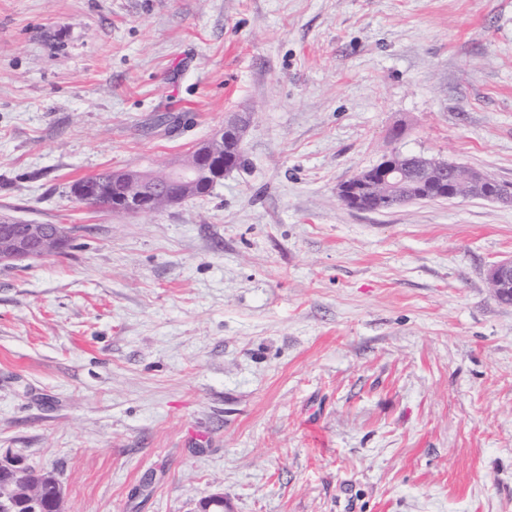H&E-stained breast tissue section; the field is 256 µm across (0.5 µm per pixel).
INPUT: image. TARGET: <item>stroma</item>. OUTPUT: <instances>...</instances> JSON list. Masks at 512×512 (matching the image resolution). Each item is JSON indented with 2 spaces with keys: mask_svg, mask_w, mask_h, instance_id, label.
Wrapping results in <instances>:
<instances>
[{
  "mask_svg": "<svg viewBox=\"0 0 512 512\" xmlns=\"http://www.w3.org/2000/svg\"><path fill=\"white\" fill-rule=\"evenodd\" d=\"M243 167L76 200L236 114ZM512 183V0H0V452L65 512H512V204L358 211L383 149ZM69 239L63 224H33L0 216V264H18L61 252ZM487 280L499 298L505 299L507 293L512 301V258L493 264L487 271Z\"/></svg>",
  "mask_w": 512,
  "mask_h": 512,
  "instance_id": "1",
  "label": "stroma"
}]
</instances>
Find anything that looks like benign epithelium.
<instances>
[{"label": "benign epithelium", "instance_id": "obj_1", "mask_svg": "<svg viewBox=\"0 0 512 512\" xmlns=\"http://www.w3.org/2000/svg\"><path fill=\"white\" fill-rule=\"evenodd\" d=\"M244 120L224 122L212 137L195 147L183 164L162 174L125 168L112 171V182L123 185V193L112 199V210L128 215L151 213L162 205H176L186 199L202 198L234 170L242 146ZM400 153L383 155L373 167L362 170L338 188L339 199L355 209H364L363 197L378 191L401 195L404 204L421 201L453 200L458 190L460 166L419 156L409 167L397 161ZM474 196L512 204V183L487 182L479 174L474 179ZM69 232L62 224H33L0 216V264H18L62 251ZM487 280L501 299L512 301V258L493 264ZM0 510L26 508L35 512L41 498L26 496L32 475L26 459L18 454L0 456ZM40 483L53 491L52 512H64L63 492L54 473L40 476Z\"/></svg>", "mask_w": 512, "mask_h": 512}]
</instances>
